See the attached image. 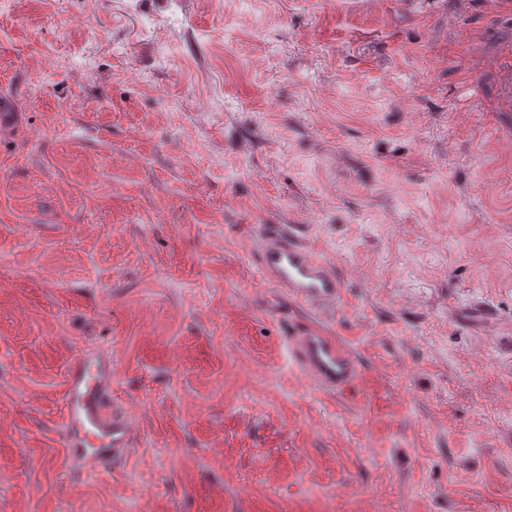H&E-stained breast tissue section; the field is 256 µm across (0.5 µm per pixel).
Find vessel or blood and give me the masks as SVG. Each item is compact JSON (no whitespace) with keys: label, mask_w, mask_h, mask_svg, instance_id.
I'll return each instance as SVG.
<instances>
[{"label":"vessel or blood","mask_w":512,"mask_h":512,"mask_svg":"<svg viewBox=\"0 0 512 512\" xmlns=\"http://www.w3.org/2000/svg\"><path fill=\"white\" fill-rule=\"evenodd\" d=\"M261 276L300 303L335 308L344 296L334 268L305 244L302 226L272 224L259 239L256 254ZM288 356L311 382L327 392L343 390L361 375L359 366L336 337L316 328L288 337ZM112 361L85 351L68 364L64 376V445L69 457L109 466L126 455L132 438L126 417L109 408Z\"/></svg>","instance_id":"obj_1"}]
</instances>
